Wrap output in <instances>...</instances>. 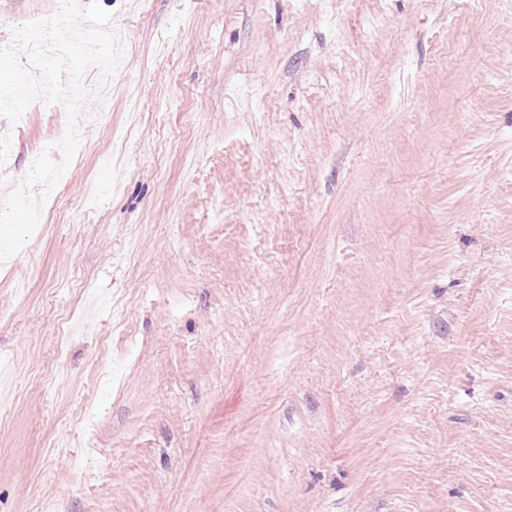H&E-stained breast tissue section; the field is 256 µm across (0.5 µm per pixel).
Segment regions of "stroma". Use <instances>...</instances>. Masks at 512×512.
I'll list each match as a JSON object with an SVG mask.
<instances>
[{"mask_svg":"<svg viewBox=\"0 0 512 512\" xmlns=\"http://www.w3.org/2000/svg\"><path fill=\"white\" fill-rule=\"evenodd\" d=\"M100 3L0 262V512H512V0ZM66 129L0 118V198Z\"/></svg>","mask_w":512,"mask_h":512,"instance_id":"1","label":"stroma"}]
</instances>
